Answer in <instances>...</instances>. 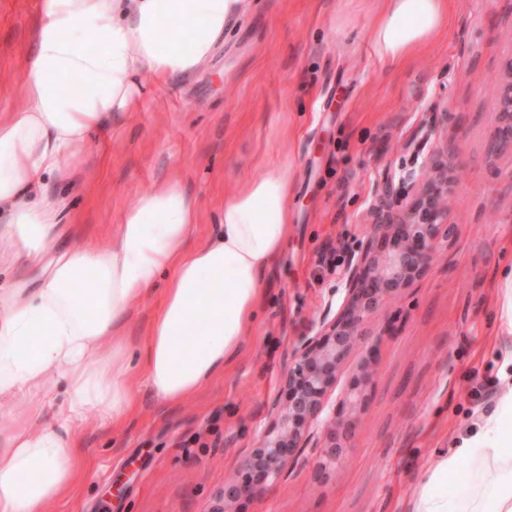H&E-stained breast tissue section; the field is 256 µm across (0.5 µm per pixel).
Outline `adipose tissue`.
<instances>
[{"label": "adipose tissue", "mask_w": 512, "mask_h": 512, "mask_svg": "<svg viewBox=\"0 0 512 512\" xmlns=\"http://www.w3.org/2000/svg\"><path fill=\"white\" fill-rule=\"evenodd\" d=\"M258 3L42 0L17 86L23 106L0 115V270L13 273L0 285V401L43 403L0 418V512H43L87 478L76 432L86 411L117 424L141 391L183 402L239 356L288 243V164L245 181L219 206L220 232L198 244L197 199L173 179L138 195L109 247L57 248V189L75 182L74 147L134 111L147 78L194 77ZM384 4L372 34L383 65L400 66L448 26V0ZM158 284L161 309L131 338L132 306ZM464 462L457 493H440ZM412 512H512V428L487 417L430 469Z\"/></svg>", "instance_id": "obj_1"}]
</instances>
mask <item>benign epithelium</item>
I'll return each mask as SVG.
<instances>
[{
  "label": "benign epithelium",
  "instance_id": "1",
  "mask_svg": "<svg viewBox=\"0 0 512 512\" xmlns=\"http://www.w3.org/2000/svg\"><path fill=\"white\" fill-rule=\"evenodd\" d=\"M504 72L496 98L500 126L492 136L499 151L512 149V59L505 63ZM452 162L453 158L434 151L419 168L406 170L399 186L385 179L372 235L348 253L343 303L335 315L321 318L314 334L299 341L271 405L269 425L237 474L224 482L219 503L210 512H244L246 501L264 494L296 461L312 425L320 419L319 470L325 472L345 457L378 363V341L362 343L364 325L387 298L427 273L440 241L450 235L448 201L455 180L448 177V167ZM395 207L399 214L392 220L387 211ZM357 350L358 371L344 397L329 410L327 396Z\"/></svg>",
  "mask_w": 512,
  "mask_h": 512
}]
</instances>
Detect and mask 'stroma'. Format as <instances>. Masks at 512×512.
I'll return each mask as SVG.
<instances>
[{
  "instance_id": "obj_1",
  "label": "stroma",
  "mask_w": 512,
  "mask_h": 512,
  "mask_svg": "<svg viewBox=\"0 0 512 512\" xmlns=\"http://www.w3.org/2000/svg\"><path fill=\"white\" fill-rule=\"evenodd\" d=\"M40 0H0V106L15 87ZM381 0H262L190 79L156 81L137 111L76 151L87 164L67 194L75 238L109 245L137 195L181 179L199 202L197 238L220 201L267 164L292 166L288 244L267 277L240 359L197 397L141 392L120 426L78 429L93 476L43 512H208L268 426L299 336L344 294L322 265L366 242L381 177L411 165L420 126L454 147L460 187L452 236L427 274L387 299L367 334L393 326L344 459L318 469L321 428L247 512H410L428 470L499 414L508 388L499 293L512 269V153L493 152L492 81L512 57V0H452L447 29L408 63L374 59Z\"/></svg>"
}]
</instances>
